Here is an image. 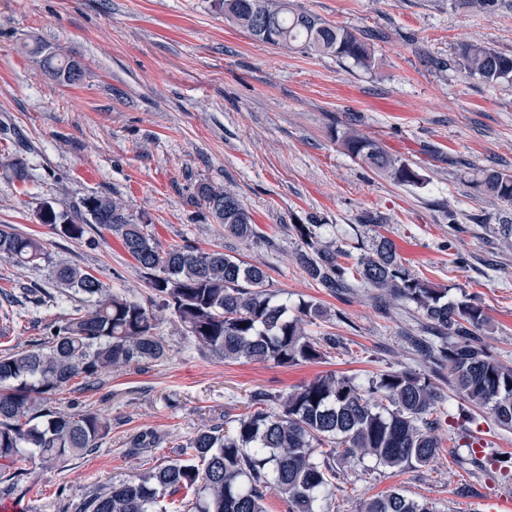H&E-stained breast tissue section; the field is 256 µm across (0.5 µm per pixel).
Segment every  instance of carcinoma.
I'll use <instances>...</instances> for the list:
<instances>
[{
    "instance_id": "cac0c4a2",
    "label": "carcinoma",
    "mask_w": 512,
    "mask_h": 512,
    "mask_svg": "<svg viewBox=\"0 0 512 512\" xmlns=\"http://www.w3.org/2000/svg\"><path fill=\"white\" fill-rule=\"evenodd\" d=\"M224 18L260 41L317 52L370 69L371 45L356 32L330 24L290 0H216ZM47 71L73 84L82 71L74 61L37 44ZM465 72L490 85L512 82V57L482 44L457 48ZM344 149L376 173L406 186L423 175L355 128L340 137ZM483 195L512 204V172L484 169L473 181ZM197 197L224 235L250 239L256 224L234 194L208 184ZM76 219L50 201L37 213L71 239L87 228L116 236L135 260L151 290L150 299L108 288L77 266L52 268L53 279L85 296L88 307L48 327L44 340L0 356V480L13 481L18 456L29 450L44 463L85 455L99 447L112 426L99 413L57 406L59 395L80 377L87 387L109 369L144 367L169 356L157 332V312L168 311L198 348L226 362H271L292 366L314 362L336 346L330 335L315 337L307 327L327 319L324 306L302 300L293 307L275 301L269 276L224 248L203 251L189 245L163 248L148 225L133 218L120 199L89 196ZM319 224H294L301 248L297 261L310 279L336 295L351 288H374L395 302L411 303L426 321L428 335L413 344L430 371H383L363 383L355 376L318 375L286 394L253 392L247 411L232 426L204 427L181 447L178 457L135 477L99 486L82 497L77 512H169L167 498L184 493L187 512H267L264 489L274 486L288 501V512H320L336 497V460L372 459L379 465L426 466L439 455L432 415L446 400L432 373L448 368L456 396L512 431V367L487 351L481 333L489 324L474 298L451 300L448 289L412 272L388 237L349 267L345 251L322 241ZM0 260L19 268L51 263L43 243L7 225L0 226ZM467 461L483 466L480 441L460 435ZM360 512H435L427 501L400 489L362 503Z\"/></svg>"
}]
</instances>
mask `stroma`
Instances as JSON below:
<instances>
[{
	"label": "stroma",
	"mask_w": 512,
	"mask_h": 512,
	"mask_svg": "<svg viewBox=\"0 0 512 512\" xmlns=\"http://www.w3.org/2000/svg\"><path fill=\"white\" fill-rule=\"evenodd\" d=\"M295 2L368 34L376 66L262 42L225 20L215 0H0V225L43 240L53 264L84 268L145 299L150 288L115 236L93 230L73 240L36 219L46 201L71 212L91 195L121 199L161 245L223 247L261 266L278 299L323 303L333 318L314 331L339 341L315 363L227 362L199 351L163 314L166 361L108 371L96 388L60 396L62 406L111 420L100 447L51 466L20 461L22 476L0 492V504L76 512L88 488L176 458L198 430L244 412L258 389L284 394L330 371L365 378L400 366L426 370L408 342L421 333L413 305L385 309L368 288L339 296L319 288L296 260L293 223L317 221L325 242L356 258L376 232L359 216L378 212L413 272L447 287L449 298L482 302L492 321L483 341L512 366V249L472 227L477 217L512 218V205L472 185L482 168L512 172V84L486 85L456 61L466 42L512 55V0L480 13L456 0ZM38 43L79 64L82 79L52 77L32 52ZM432 56L447 68L429 67ZM349 127L417 169L424 184H394L351 157L339 141ZM17 161L25 180L11 170ZM202 183L235 194L259 237H225L197 201ZM452 218L466 232L450 235ZM86 306L48 268L0 261V355L43 339L47 324ZM436 383L447 396L439 459L351 465L326 512H358L364 500L396 488L435 512H489L490 501L512 493V474L496 462L512 456V432L476 412L469 428L484 446V468L472 471L461 462L465 449L448 439L467 405L446 378ZM143 432L156 433L159 445L131 455L130 439Z\"/></svg>",
	"instance_id": "35a3bbf8"
}]
</instances>
